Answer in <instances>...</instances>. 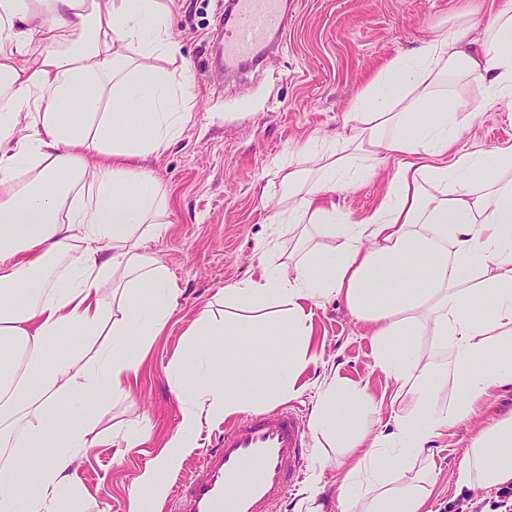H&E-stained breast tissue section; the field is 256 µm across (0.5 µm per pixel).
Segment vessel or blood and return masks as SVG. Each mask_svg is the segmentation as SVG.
<instances>
[{
	"label": "vessel or blood",
	"mask_w": 512,
	"mask_h": 512,
	"mask_svg": "<svg viewBox=\"0 0 512 512\" xmlns=\"http://www.w3.org/2000/svg\"><path fill=\"white\" fill-rule=\"evenodd\" d=\"M291 17L290 0H226L219 18L224 48L215 66H257L270 44L286 37ZM308 444L306 421L293 407L241 419L180 477L168 512H279L307 467Z\"/></svg>",
	"instance_id": "obj_1"
}]
</instances>
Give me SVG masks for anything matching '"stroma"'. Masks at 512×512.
Returning <instances> with one entry per match:
<instances>
[{"mask_svg": "<svg viewBox=\"0 0 512 512\" xmlns=\"http://www.w3.org/2000/svg\"><path fill=\"white\" fill-rule=\"evenodd\" d=\"M479 13L512 8V0H295L283 44L272 49L263 70L216 75L212 33L224 0H174V37L190 65L194 106L181 137L144 162L167 197L168 224L150 241L182 291L165 329L150 348L131 397L97 409L104 443L83 460V489L69 512H130L143 471L160 453L180 421V402L169 378L184 352L197 312L211 307L225 283L248 278L258 257L256 242L275 238L281 252L298 246L287 226L267 217L287 186L268 171L270 161L309 137L341 138L345 114L377 71L397 53L413 49L456 16L464 4ZM460 115L470 126L462 148L490 151L512 146V111L484 102L481 85L461 91ZM395 160L353 190L337 193V205L359 220L381 202ZM312 348L318 365L305 377L319 382L331 372L366 386L381 403L380 422L391 412L394 384L375 363L367 324L353 318L344 301L314 307ZM512 415V391H494L471 420L449 431L432 448L438 472L430 512H449L463 498L492 500L494 490L459 487L455 472L480 431ZM147 419L150 437L127 447L123 434Z\"/></svg>", "mask_w": 512, "mask_h": 512, "instance_id": "obj_1", "label": "stroma"}]
</instances>
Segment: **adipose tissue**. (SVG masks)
<instances>
[{
  "instance_id": "obj_1",
  "label": "adipose tissue",
  "mask_w": 512,
  "mask_h": 512,
  "mask_svg": "<svg viewBox=\"0 0 512 512\" xmlns=\"http://www.w3.org/2000/svg\"><path fill=\"white\" fill-rule=\"evenodd\" d=\"M41 48L30 54L31 39ZM189 65L165 0H0V512H62L101 441L86 399L131 395L181 290L147 249L167 200L132 167L183 132ZM512 101V11H464L390 59L350 107L345 147L309 138L274 176L288 185L270 215L313 248L261 244L255 277L226 284L224 318L201 310L194 342L172 364L180 422L145 469L131 512H149L157 475L198 446L204 421L251 413L315 389V448L346 449L340 512H428L437 475L429 446L469 420L490 391L512 387V148L460 150L469 127L456 82ZM397 158L379 206L352 220L337 191ZM27 286L25 297L16 289ZM118 295L107 308L106 293ZM333 298L371 328L393 380L386 429L366 424V387L331 375L310 386L308 304ZM108 329L94 358L83 343ZM236 341L223 368L205 354ZM430 337L428 352L401 348ZM459 486L512 483V417L481 432Z\"/></svg>"
}]
</instances>
